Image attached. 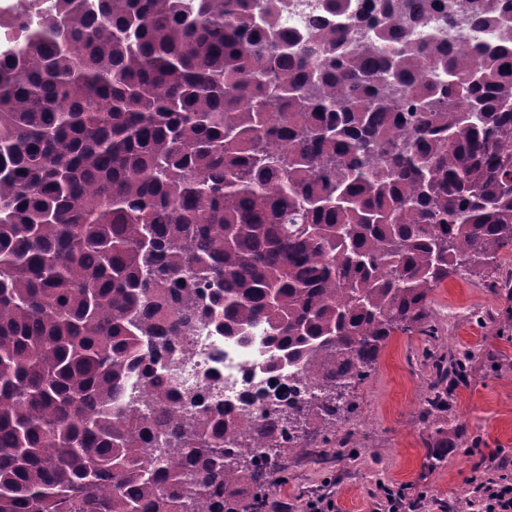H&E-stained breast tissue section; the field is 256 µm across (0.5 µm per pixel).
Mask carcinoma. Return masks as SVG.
<instances>
[{
    "mask_svg": "<svg viewBox=\"0 0 512 512\" xmlns=\"http://www.w3.org/2000/svg\"><path fill=\"white\" fill-rule=\"evenodd\" d=\"M286 12L0 15V512H263L432 288L512 248V0ZM460 13L475 55L426 26ZM197 325L264 336L272 392L242 400L268 411L161 385ZM301 4L292 10H288L282 17L281 24L284 29L303 30L309 24L312 14L315 12V7L311 6V1L315 0H299Z\"/></svg>",
    "mask_w": 512,
    "mask_h": 512,
    "instance_id": "cac0c4a2",
    "label": "carcinoma"
}]
</instances>
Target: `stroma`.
I'll return each instance as SVG.
<instances>
[{"instance_id":"35a3bbf8","label":"stroma","mask_w":512,"mask_h":512,"mask_svg":"<svg viewBox=\"0 0 512 512\" xmlns=\"http://www.w3.org/2000/svg\"><path fill=\"white\" fill-rule=\"evenodd\" d=\"M512 276V250L499 252L478 275H454L428 295L427 315L396 332L370 376L353 385L355 411L335 436L315 433L303 452L281 458L268 491L284 512H302L326 497L336 512H376L382 487H407L416 512H464L474 481L512 461V298L499 285ZM469 354L465 378L446 381L448 420L460 429L442 468L423 469L433 429L423 397L437 360Z\"/></svg>"}]
</instances>
